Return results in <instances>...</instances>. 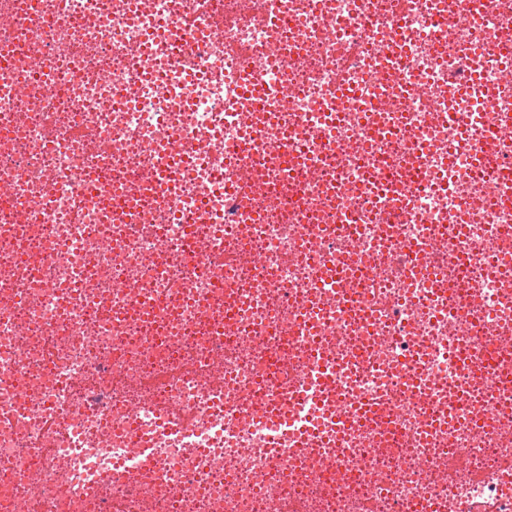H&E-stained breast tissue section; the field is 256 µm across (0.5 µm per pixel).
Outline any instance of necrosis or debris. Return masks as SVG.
Returning <instances> with one entry per match:
<instances>
[{
  "label": "necrosis or debris",
  "mask_w": 512,
  "mask_h": 512,
  "mask_svg": "<svg viewBox=\"0 0 512 512\" xmlns=\"http://www.w3.org/2000/svg\"><path fill=\"white\" fill-rule=\"evenodd\" d=\"M510 111L512 0H0V512H512ZM160 428L177 438L189 439L193 433L191 423L186 417L174 418L170 414L161 412L158 414Z\"/></svg>",
  "instance_id": "obj_1"
}]
</instances>
